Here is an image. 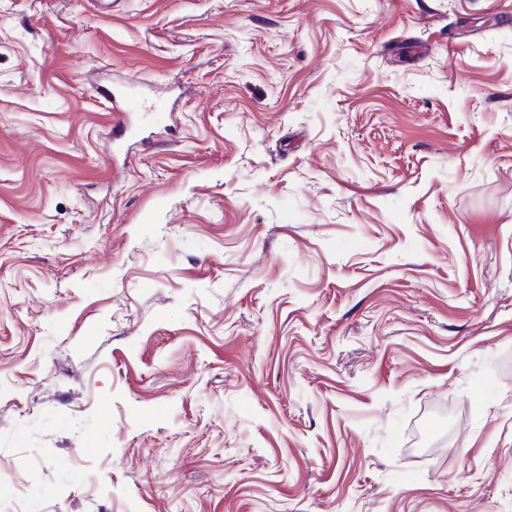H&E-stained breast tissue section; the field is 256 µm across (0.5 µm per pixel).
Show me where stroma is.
I'll return each mask as SVG.
<instances>
[{"instance_id":"obj_1","label":"stroma","mask_w":512,"mask_h":512,"mask_svg":"<svg viewBox=\"0 0 512 512\" xmlns=\"http://www.w3.org/2000/svg\"><path fill=\"white\" fill-rule=\"evenodd\" d=\"M0 512H512V0H0Z\"/></svg>"}]
</instances>
